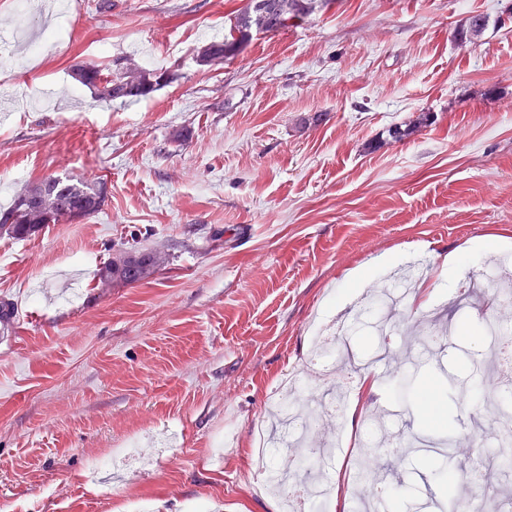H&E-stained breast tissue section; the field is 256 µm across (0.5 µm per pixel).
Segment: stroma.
<instances>
[{"label": "stroma", "mask_w": 512, "mask_h": 512, "mask_svg": "<svg viewBox=\"0 0 512 512\" xmlns=\"http://www.w3.org/2000/svg\"><path fill=\"white\" fill-rule=\"evenodd\" d=\"M0 0L13 33L0 61V209L48 176L103 178L102 212L0 239V512H284L264 486L253 431L316 333L349 324L327 371L353 378L381 415L405 496L387 512H440L441 486L398 437L431 422L397 400L410 370L451 407L449 429L484 456L498 417L461 388L486 362L484 297L440 286L442 255L490 238L512 260V0H332L255 36L220 67L199 47L243 0ZM488 18L473 43L454 32ZM125 57L173 82L135 102H99L71 76ZM432 122L400 142L387 130ZM183 142H172L173 130ZM131 246L169 263L135 285L97 286ZM426 257L422 290L387 322L344 301L346 274L400 251Z\"/></svg>", "instance_id": "obj_1"}]
</instances>
